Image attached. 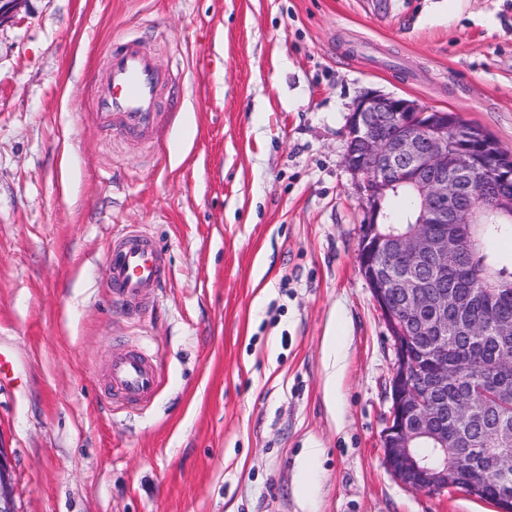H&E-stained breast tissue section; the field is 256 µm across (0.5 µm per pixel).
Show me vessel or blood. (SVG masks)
Instances as JSON below:
<instances>
[{"instance_id":"obj_1","label":"vessel or blood","mask_w":512,"mask_h":512,"mask_svg":"<svg viewBox=\"0 0 512 512\" xmlns=\"http://www.w3.org/2000/svg\"><path fill=\"white\" fill-rule=\"evenodd\" d=\"M164 76L154 58L130 41L115 44L108 63V80L98 97L99 123L119 126L126 133L154 138L163 128L159 91ZM106 282L115 300L127 309L149 296L163 274L154 241L140 234L116 240L108 252ZM107 380L114 398L134 406L149 404L161 378L153 355L123 352L113 355Z\"/></svg>"}]
</instances>
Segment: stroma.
Instances as JSON below:
<instances>
[{
  "mask_svg": "<svg viewBox=\"0 0 512 512\" xmlns=\"http://www.w3.org/2000/svg\"><path fill=\"white\" fill-rule=\"evenodd\" d=\"M126 38L172 71L152 140L96 117ZM370 90L512 151V0H29L0 25V348L23 381L0 388V442L18 512H497L385 464L394 352L344 164ZM132 229L164 264L134 315L105 287ZM143 346L155 397L108 402L113 354Z\"/></svg>",
  "mask_w": 512,
  "mask_h": 512,
  "instance_id": "35a3bbf8",
  "label": "stroma"
}]
</instances>
